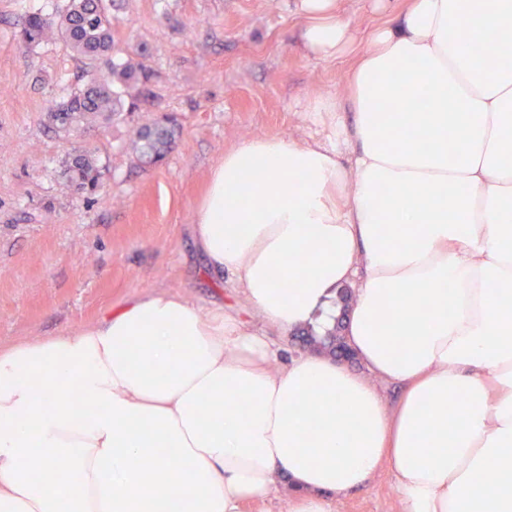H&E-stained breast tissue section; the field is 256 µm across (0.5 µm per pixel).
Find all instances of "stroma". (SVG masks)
I'll list each match as a JSON object with an SVG mask.
<instances>
[{
    "label": "stroma",
    "mask_w": 512,
    "mask_h": 512,
    "mask_svg": "<svg viewBox=\"0 0 512 512\" xmlns=\"http://www.w3.org/2000/svg\"><path fill=\"white\" fill-rule=\"evenodd\" d=\"M68 0H0V345L83 328L111 307L157 290L184 293L235 314L289 355L295 332L267 325L212 274L198 251L194 210L226 151L262 136L298 142L318 128L311 94L343 93L374 29L396 22L409 0H338L354 38L336 58L306 54L305 17L294 0H116L110 12L129 46L145 45L157 71L138 111L93 118L67 132L49 118L85 80L87 62L60 39L23 43L33 13L57 16ZM178 117L176 143L153 167L132 149L136 131ZM99 170L96 187L70 182L82 150ZM333 512H399L390 468L339 497Z\"/></svg>",
    "instance_id": "35a3bbf8"
}]
</instances>
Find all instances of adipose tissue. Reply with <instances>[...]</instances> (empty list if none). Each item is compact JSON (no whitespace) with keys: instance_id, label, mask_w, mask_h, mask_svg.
<instances>
[{"instance_id":"1","label":"adipose tissue","mask_w":512,"mask_h":512,"mask_svg":"<svg viewBox=\"0 0 512 512\" xmlns=\"http://www.w3.org/2000/svg\"><path fill=\"white\" fill-rule=\"evenodd\" d=\"M298 8L306 52L349 41L336 0ZM474 32L512 47V0H411L346 102L310 100L318 139L225 152L195 210L209 265L280 330L351 287L346 339L402 384L396 411L331 357L147 292L0 348V512H241L284 480L291 512H332L384 464L401 512H512V56L474 55ZM423 94L439 108L413 111Z\"/></svg>"}]
</instances>
